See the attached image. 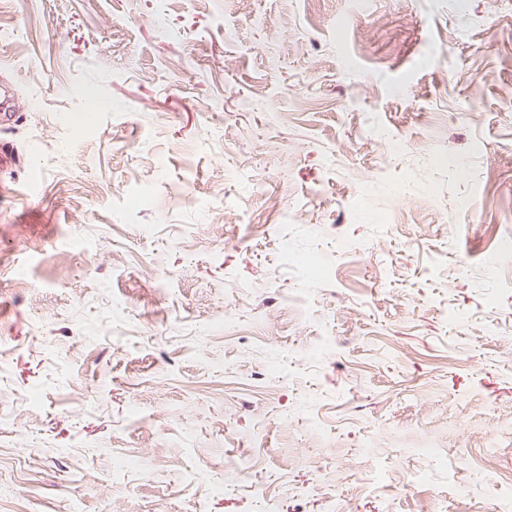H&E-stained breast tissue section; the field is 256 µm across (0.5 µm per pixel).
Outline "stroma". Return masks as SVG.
<instances>
[{
    "label": "stroma",
    "instance_id": "35a3bbf8",
    "mask_svg": "<svg viewBox=\"0 0 512 512\" xmlns=\"http://www.w3.org/2000/svg\"><path fill=\"white\" fill-rule=\"evenodd\" d=\"M4 86L0 498L512 512V0H0Z\"/></svg>",
    "mask_w": 512,
    "mask_h": 512
}]
</instances>
